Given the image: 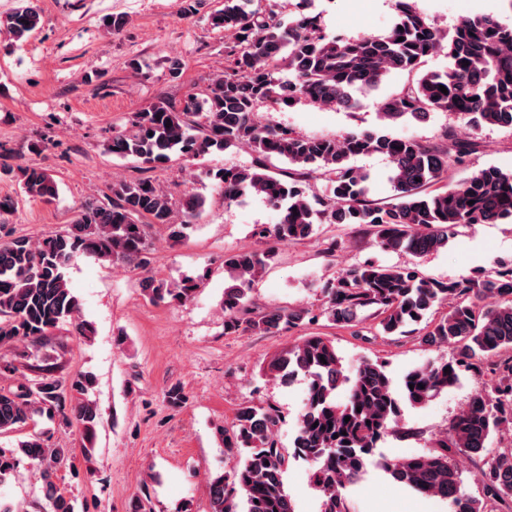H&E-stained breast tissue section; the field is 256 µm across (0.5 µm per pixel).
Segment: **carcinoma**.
<instances>
[{
	"instance_id": "obj_1",
	"label": "carcinoma",
	"mask_w": 512,
	"mask_h": 512,
	"mask_svg": "<svg viewBox=\"0 0 512 512\" xmlns=\"http://www.w3.org/2000/svg\"><path fill=\"white\" fill-rule=\"evenodd\" d=\"M248 2L224 0L211 16L227 42L224 73L213 79L209 91L188 95L178 109L159 104L134 113L132 130L113 135L108 152L143 164H165L174 157L247 145L260 159H285L291 165L272 174L258 161L216 174L224 203L259 196L280 213L277 223L259 232L273 246L224 258L230 281L222 301L224 333L276 336L321 317L341 328L371 320L383 336L403 335L416 325L422 343L450 346L454 354L410 370L398 390L382 361L365 360L345 373L336 348L321 336H307L274 355L267 375L288 384L299 376L305 381L293 451L279 445V410L240 408L230 425L218 428L233 465L210 481V512H295L283 481L292 459L311 466L320 512H350L345 491L378 443L396 432L402 405L426 404L454 386L463 371L475 372L482 388L450 420L433 449L417 457L385 459L379 466L399 484L448 500L450 512H502L504 507L512 512V440L488 447L494 436L512 430V259L448 282L424 275L415 264L353 267L323 284L318 314L308 308L254 314L246 289L276 257V246L312 236L319 224L370 227L383 250L421 257L445 248L462 224L512 221V172L488 167L460 183L451 179V167L465 164L476 151L474 139L454 142L450 153L379 131L309 137L256 112L260 102L273 108L288 99L354 109L357 94L376 88L392 73H406L407 83L382 102V120L425 121L433 112H446L475 131L485 126L512 130V25L476 15L442 32L404 2L388 31L345 38L324 33L315 15L300 12L284 22L271 9H246ZM39 23V13L27 0L0 18V27L17 41L27 39ZM440 54L448 57L445 69H423L428 58ZM465 60L469 65H463ZM373 154L392 165L393 203L369 200L368 175L353 164ZM20 172L28 197L51 201L58 196L57 182L47 170ZM314 175L326 181V188L311 196L302 181ZM204 204L199 196L186 198L177 220L155 182L120 181L112 187L109 204H85L61 233L41 240L0 239V347L35 348L67 323L87 335L91 328L79 320V300L66 280L72 260L83 254L143 268L150 250L147 228L164 226L170 240L183 242ZM141 286L152 302H186L198 289L189 279L167 284L152 274L142 278ZM0 379L6 380L0 384V435L35 426L40 418L87 430L99 418L89 398V375L56 374L38 365L21 369L3 361ZM52 436L47 428L16 448L0 447V483L18 473L23 459L36 460L43 465L41 491L49 512H75L76 498L56 483L71 449L51 446ZM453 449L479 459L481 496L461 493V476L450 458Z\"/></svg>"
}]
</instances>
